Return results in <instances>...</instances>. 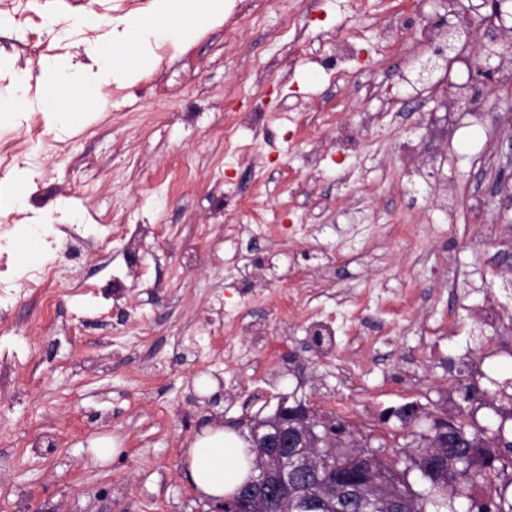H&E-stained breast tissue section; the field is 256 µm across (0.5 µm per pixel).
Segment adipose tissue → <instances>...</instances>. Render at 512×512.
<instances>
[{
  "label": "adipose tissue",
  "mask_w": 512,
  "mask_h": 512,
  "mask_svg": "<svg viewBox=\"0 0 512 512\" xmlns=\"http://www.w3.org/2000/svg\"><path fill=\"white\" fill-rule=\"evenodd\" d=\"M224 10L225 0H151L149 15L129 14L116 21L112 28L116 51L92 50L93 67L80 73L69 72L58 60L45 62L44 81L54 92L133 82L153 68L154 45L192 41L223 20ZM253 458L245 438L221 427L205 428L185 450L191 484L202 499L212 502L232 495L249 480Z\"/></svg>",
  "instance_id": "adipose-tissue-1"
}]
</instances>
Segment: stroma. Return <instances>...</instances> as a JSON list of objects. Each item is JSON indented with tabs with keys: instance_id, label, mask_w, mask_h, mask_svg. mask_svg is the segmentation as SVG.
Instances as JSON below:
<instances>
[{
	"instance_id": "1",
	"label": "stroma",
	"mask_w": 512,
	"mask_h": 512,
	"mask_svg": "<svg viewBox=\"0 0 512 512\" xmlns=\"http://www.w3.org/2000/svg\"><path fill=\"white\" fill-rule=\"evenodd\" d=\"M149 3L30 0L31 17L0 26V89L39 76L49 18L92 12L107 36ZM491 14L485 0H237L95 112L74 98L54 122L40 86L0 114V182L25 175L27 223L66 209L111 239L65 268L56 308L32 290L0 315L15 330L0 337V512H210L188 442L212 425L248 435L285 399L390 455L457 417L462 383L489 393L475 419L498 421L512 341L483 301L512 279V57L476 112L445 104L469 84L464 59L414 73L427 32L460 16L486 46L511 40L512 19ZM319 309L337 314L327 351L310 336ZM413 401L412 428L388 418ZM101 437L117 447L102 465L88 453Z\"/></svg>"
}]
</instances>
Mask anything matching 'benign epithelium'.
Instances as JSON below:
<instances>
[{"mask_svg": "<svg viewBox=\"0 0 512 512\" xmlns=\"http://www.w3.org/2000/svg\"><path fill=\"white\" fill-rule=\"evenodd\" d=\"M493 53L484 49L474 54L470 64V76L480 77L485 88L499 84V68L489 64ZM453 60L443 50L418 60V80L429 78L436 70L448 68ZM275 415L279 416L285 429L278 436L260 432V425L251 427L252 447L258 449L259 475L246 484L238 493L224 498L214 506V512H267L273 500L288 505V486L296 474L306 476V492L294 505L304 512H347L372 474L367 469L338 468L322 456L314 459L310 448H323L336 440V429L332 419L319 414L310 406L298 402L293 406L281 402Z\"/></svg>", "mask_w": 512, "mask_h": 512, "instance_id": "7a95c632", "label": "benign epithelium"}]
</instances>
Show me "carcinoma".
Segmentation results:
<instances>
[{
    "label": "carcinoma",
    "mask_w": 512,
    "mask_h": 512,
    "mask_svg": "<svg viewBox=\"0 0 512 512\" xmlns=\"http://www.w3.org/2000/svg\"><path fill=\"white\" fill-rule=\"evenodd\" d=\"M408 451L392 459L379 447H337L327 452L332 461L351 467H373L378 490L393 476L406 499L407 512L428 508L458 512L466 501V512H512V458L503 448L512 439L474 420L473 412L460 413L455 431L443 436L435 432H413ZM477 485L486 486L482 497L472 495Z\"/></svg>",
    "instance_id": "obj_1"
}]
</instances>
